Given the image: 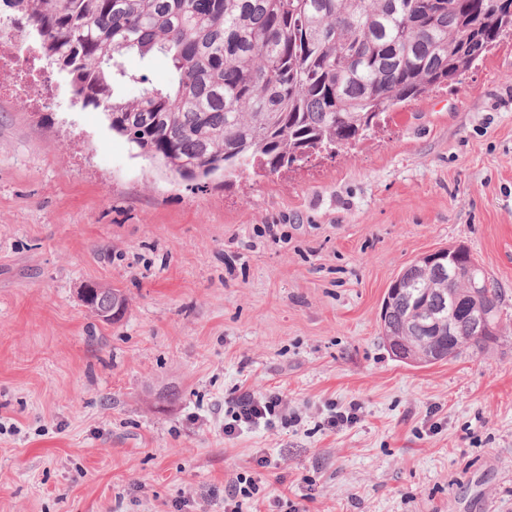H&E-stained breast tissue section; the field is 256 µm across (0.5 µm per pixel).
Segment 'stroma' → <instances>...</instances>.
<instances>
[{
  "instance_id": "obj_1",
  "label": "stroma",
  "mask_w": 512,
  "mask_h": 512,
  "mask_svg": "<svg viewBox=\"0 0 512 512\" xmlns=\"http://www.w3.org/2000/svg\"><path fill=\"white\" fill-rule=\"evenodd\" d=\"M41 71L42 108L0 72V512H224L240 475L242 512H512V37L336 157L200 187ZM459 245L501 291L497 343L398 360L384 296ZM244 392L286 424L225 435ZM82 288H87L90 293V300L93 303L94 310H121L122 315L125 313L127 309V297L120 289L104 287L97 283H88ZM236 482L230 485L229 489L227 490V498L224 499V510L226 512L229 511L227 509V506L232 505L228 503V501L234 502V506L232 509H230L231 512H241L242 511V502L240 500H236L239 496L244 498H251L253 496L252 493H255L256 487L252 483L251 480H248L246 477L243 478V476L236 477ZM241 484H245L246 486H241ZM227 503V505H226Z\"/></svg>"
}]
</instances>
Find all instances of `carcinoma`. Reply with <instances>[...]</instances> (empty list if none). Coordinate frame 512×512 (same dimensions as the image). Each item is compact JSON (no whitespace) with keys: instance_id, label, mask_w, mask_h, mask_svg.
I'll return each instance as SVG.
<instances>
[{"instance_id":"carcinoma-1","label":"carcinoma","mask_w":512,"mask_h":512,"mask_svg":"<svg viewBox=\"0 0 512 512\" xmlns=\"http://www.w3.org/2000/svg\"><path fill=\"white\" fill-rule=\"evenodd\" d=\"M3 10L40 37L38 56L65 73L74 102L102 110L137 155L190 182L334 156L396 107L461 83L512 35V0H0ZM132 55L164 58L167 82L129 67ZM129 87L131 97L116 92ZM475 272L485 279L463 247L452 265L407 267L388 289L381 335L439 349L420 366L488 350L467 312L484 308L497 331L501 295L460 287ZM85 288L94 309L126 311L121 290Z\"/></svg>"}]
</instances>
